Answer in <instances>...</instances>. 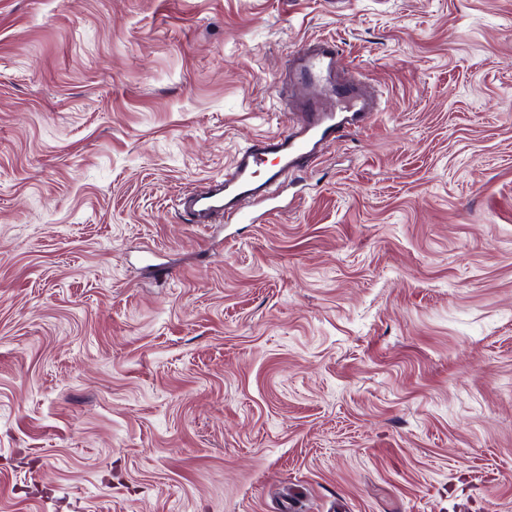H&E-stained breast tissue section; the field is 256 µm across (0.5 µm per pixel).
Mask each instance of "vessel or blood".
<instances>
[{"instance_id":"obj_1","label":"vessel or blood","mask_w":512,"mask_h":512,"mask_svg":"<svg viewBox=\"0 0 512 512\" xmlns=\"http://www.w3.org/2000/svg\"><path fill=\"white\" fill-rule=\"evenodd\" d=\"M338 61L339 46L331 37L305 41L291 55L285 81L309 90L289 99L296 116L292 129L241 148L230 173L186 197L183 207L195 223H207L217 214L231 223H252L255 203L275 200L285 173L314 163L324 145L366 123L376 101L359 80L341 75ZM268 155L275 158L269 167L264 164Z\"/></svg>"}]
</instances>
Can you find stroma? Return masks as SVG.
Instances as JSON below:
<instances>
[{
  "mask_svg": "<svg viewBox=\"0 0 512 512\" xmlns=\"http://www.w3.org/2000/svg\"><path fill=\"white\" fill-rule=\"evenodd\" d=\"M327 34L383 112L194 223ZM0 512H512V0H0Z\"/></svg>",
  "mask_w": 512,
  "mask_h": 512,
  "instance_id": "35a3bbf8",
  "label": "stroma"
}]
</instances>
